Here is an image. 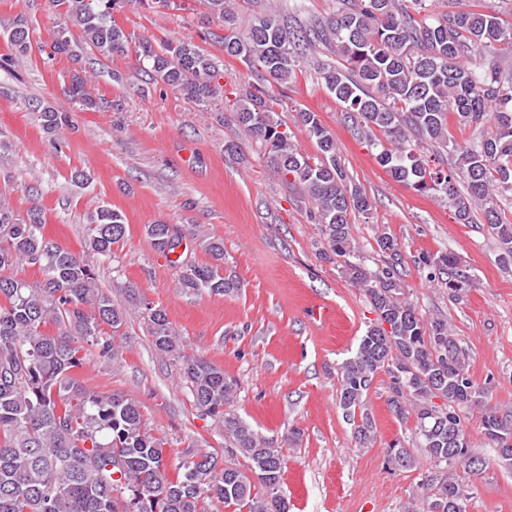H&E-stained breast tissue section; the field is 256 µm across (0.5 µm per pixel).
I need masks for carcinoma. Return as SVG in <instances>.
<instances>
[{
  "label": "carcinoma",
  "mask_w": 512,
  "mask_h": 512,
  "mask_svg": "<svg viewBox=\"0 0 512 512\" xmlns=\"http://www.w3.org/2000/svg\"><path fill=\"white\" fill-rule=\"evenodd\" d=\"M181 8L180 0H49L63 18L50 44V55L72 52L69 24L80 27L85 43L105 58L124 55L133 38L114 13L133 3ZM224 19V55L264 71L281 85L296 77L317 44L327 45L344 64H317L326 90L341 106L343 120L363 137L374 159L391 177L453 209L460 224L473 223L480 211L494 231L503 261L512 260V222L504 202L512 205V25L484 0L467 11H454L456 0H336V9L309 24L292 25L269 11L244 32L236 27L224 0H205ZM8 40L20 54L31 47L29 29L17 24ZM150 84L163 83L184 95L197 111L224 112L220 61L190 40L155 49L138 42ZM479 63L471 64V56ZM68 97L82 111L100 102L87 76H73ZM472 129L462 145L448 132V115ZM319 154H304L281 129L274 104L259 87L236 101V122L264 146L267 158L284 180H293L310 199L329 253L377 312L375 324L361 337L357 351L341 366L339 406L360 444L374 435L365 398L374 376L391 378L389 406L400 419L413 414L418 447L441 469L465 465L472 455L456 409L482 408V431L493 448L512 445V416L504 417L483 402L482 391L467 370V353L448 330L433 320L425 326L413 307L400 299L396 239L382 234L381 252L390 259L379 274L364 268L351 245L350 219L371 209V201L350 184L336 153L334 134L317 113L297 111ZM43 128L59 135L70 128L67 112L41 110ZM451 148L452 161L440 163L424 144ZM42 210L34 205L21 214L0 195V512H288L279 496L280 450L267 444L232 409L238 384L224 369L185 352L164 308L131 289L128 306L112 303L98 285L93 266L40 233ZM121 212L107 205L88 216L87 250L104 258L125 238ZM151 244L168 256L183 244L168 224H148ZM213 262L172 264L180 268L184 294L224 296L239 283L224 275V241L201 233ZM435 263L454 293L470 287L458 259L441 254ZM34 266L42 278L29 282L17 275ZM147 321L154 349L179 366L194 405L224 431L225 448L249 462L219 467L218 455L170 461L166 441L146 427L139 404L119 394L87 388L79 371L93 355L117 359L115 338L129 311ZM58 327L55 333L48 326ZM444 401H433L435 386ZM389 461L416 464L398 442L388 448ZM470 500L469 485L440 478L419 512H456L452 503Z\"/></svg>",
  "instance_id": "carcinoma-1"
}]
</instances>
